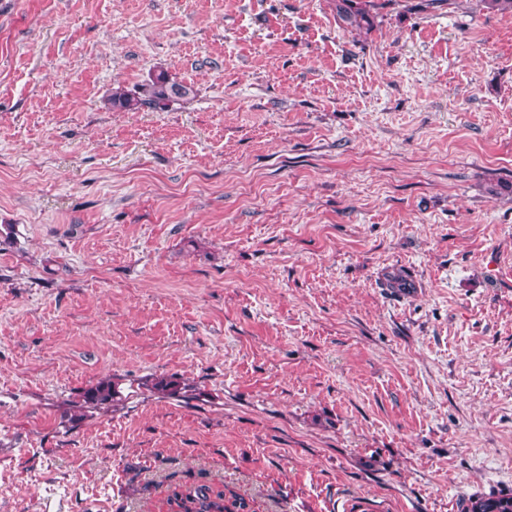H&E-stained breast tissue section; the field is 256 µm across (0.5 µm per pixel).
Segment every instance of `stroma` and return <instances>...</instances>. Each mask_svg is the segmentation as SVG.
Masks as SVG:
<instances>
[{
  "instance_id": "obj_1",
  "label": "stroma",
  "mask_w": 512,
  "mask_h": 512,
  "mask_svg": "<svg viewBox=\"0 0 512 512\" xmlns=\"http://www.w3.org/2000/svg\"><path fill=\"white\" fill-rule=\"evenodd\" d=\"M373 2L0 0V512L512 491V13ZM369 0H336V15L352 29H368L371 25ZM138 95L118 89L113 91L108 102L113 109L135 110L145 106L163 110L172 102L187 100L195 97L196 90L191 84L171 83L169 79L160 74L149 83L141 85ZM115 395L112 383L101 382L94 388L88 390L83 399V404L77 406V409L83 410L84 408L99 409L102 405L109 404L113 401ZM167 503L173 512H233L245 507L236 498L226 499L224 491H214L205 485L175 489Z\"/></svg>"
}]
</instances>
